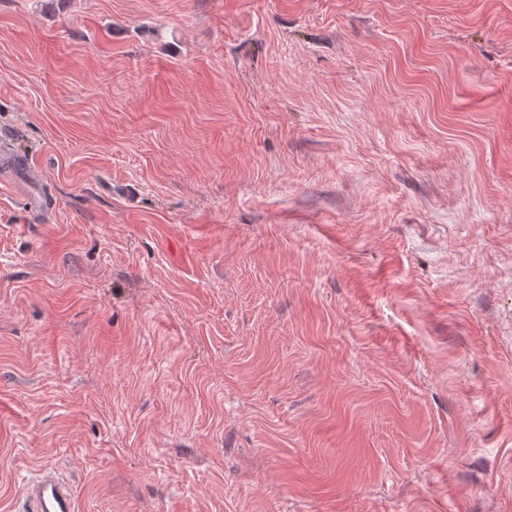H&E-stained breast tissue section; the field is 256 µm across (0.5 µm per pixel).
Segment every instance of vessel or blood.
<instances>
[{"instance_id":"obj_1","label":"vessel or blood","mask_w":512,"mask_h":512,"mask_svg":"<svg viewBox=\"0 0 512 512\" xmlns=\"http://www.w3.org/2000/svg\"><path fill=\"white\" fill-rule=\"evenodd\" d=\"M13 178L28 186L30 207L40 210L43 203L37 193L42 179L39 169L29 162L16 163ZM16 512H80V503L72 484L46 468L24 484Z\"/></svg>"}]
</instances>
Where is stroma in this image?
<instances>
[{"instance_id":"35a3bbf8","label":"stroma","mask_w":512,"mask_h":512,"mask_svg":"<svg viewBox=\"0 0 512 512\" xmlns=\"http://www.w3.org/2000/svg\"><path fill=\"white\" fill-rule=\"evenodd\" d=\"M0 512H512V0H0ZM12 177L15 182L28 186L30 191V209L36 212L43 206L42 198L37 194L42 176L39 169L30 162H15ZM20 496L16 512H80L72 484L50 468L27 481Z\"/></svg>"}]
</instances>
